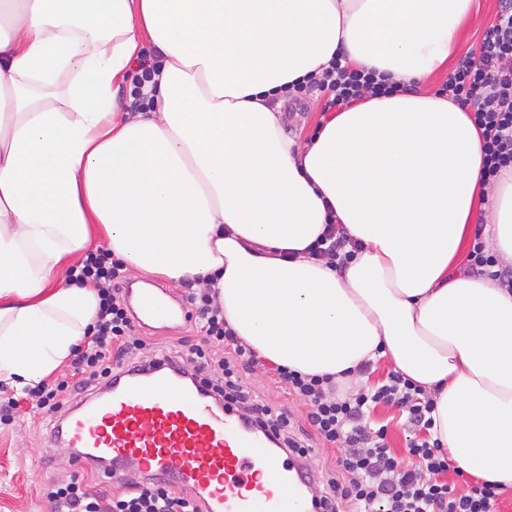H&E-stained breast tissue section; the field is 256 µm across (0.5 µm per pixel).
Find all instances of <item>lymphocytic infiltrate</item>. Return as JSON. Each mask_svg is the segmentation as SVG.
<instances>
[{
  "label": "lymphocytic infiltrate",
  "mask_w": 512,
  "mask_h": 512,
  "mask_svg": "<svg viewBox=\"0 0 512 512\" xmlns=\"http://www.w3.org/2000/svg\"><path fill=\"white\" fill-rule=\"evenodd\" d=\"M311 89L327 94L325 107L330 110L366 96L391 95L399 87L376 71L334 60L320 78L296 81L288 93ZM439 93L469 108L471 120L481 129L485 183H495L511 171L512 0H502L479 53L462 57ZM78 277L95 283L98 317L74 354L70 379L31 389L36 407L48 413L66 405L73 394L94 389L116 369L142 368L169 356L159 349L147 351L138 335L123 293L124 268L110 251L88 253ZM188 301L200 338L169 356L185 373L234 404L246 422L271 433L279 447L292 454L310 455L316 440L336 447V467L321 482L315 512H495L501 484L484 481L460 491L441 481L449 465L440 440L432 435L434 401L410 379L393 370L380 385L341 391L331 376L278 368L280 381L307 407L304 420L312 435H293L292 415L258 399L243 382L239 365L256 362L257 355L236 336L223 310L205 292H190ZM381 404L407 413L411 424L423 431L422 437L411 440L404 458L391 452L386 426L374 428L367 421L370 410ZM44 496L52 512H200L190 495L142 478L128 481L114 494L75 476L48 485Z\"/></svg>",
  "instance_id": "obj_1"
}]
</instances>
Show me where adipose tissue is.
<instances>
[{
    "mask_svg": "<svg viewBox=\"0 0 512 512\" xmlns=\"http://www.w3.org/2000/svg\"><path fill=\"white\" fill-rule=\"evenodd\" d=\"M473 2L0 0V381L71 361L99 297L68 269L95 234L209 291L273 365L338 377L388 357L434 399L457 467L512 486V291L452 270L479 198L512 266V172L489 189L467 110L412 89ZM147 47L150 108L116 111ZM335 59L403 90L289 136V84ZM331 214L361 245L343 265L307 252Z\"/></svg>",
    "mask_w": 512,
    "mask_h": 512,
    "instance_id": "ef3b65f1",
    "label": "adipose tissue"
}]
</instances>
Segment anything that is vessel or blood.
Returning a JSON list of instances; mask_svg holds the SVG:
<instances>
[{
    "label": "vessel or blood",
    "mask_w": 512,
    "mask_h": 512,
    "mask_svg": "<svg viewBox=\"0 0 512 512\" xmlns=\"http://www.w3.org/2000/svg\"><path fill=\"white\" fill-rule=\"evenodd\" d=\"M127 296L139 319L189 315L153 288ZM49 427V441L67 449L74 465L107 482L134 474L163 481L189 491L204 512H312L301 477L280 463L268 439L247 432L238 411L166 360L119 371L83 403L51 414Z\"/></svg>",
    "instance_id": "vessel-or-blood-1"
}]
</instances>
